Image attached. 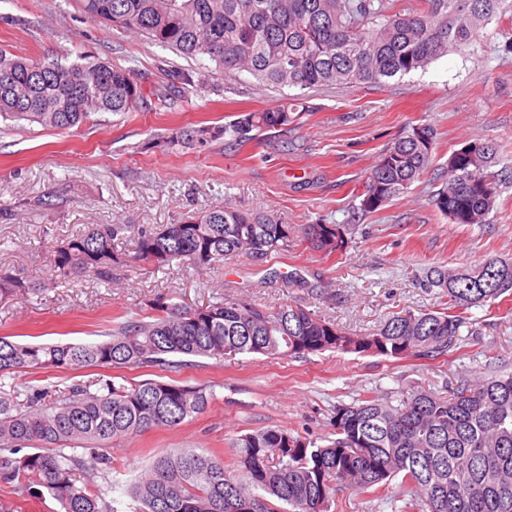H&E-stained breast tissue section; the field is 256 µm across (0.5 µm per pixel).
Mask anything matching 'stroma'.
<instances>
[{
  "label": "stroma",
  "mask_w": 512,
  "mask_h": 512,
  "mask_svg": "<svg viewBox=\"0 0 512 512\" xmlns=\"http://www.w3.org/2000/svg\"><path fill=\"white\" fill-rule=\"evenodd\" d=\"M512 24L491 23L481 39L401 79L347 88L274 91L247 73L213 78L174 106L127 114L101 112L90 122L46 130L0 123V274L39 285L0 303V336L39 343H92L112 328L152 313L151 305H202L216 297L277 307L299 304L345 331L370 334L392 314L436 309L422 288L436 264L470 267L512 259ZM0 46L69 64L90 54L130 68L144 88L165 86L187 61L144 36L88 17L79 0H0ZM287 106L299 121L239 146L217 140L166 150L161 138L197 122L220 126L230 115ZM409 124L437 131L435 170L381 213L358 206L372 167ZM498 150L497 210L487 224H453L434 206L436 169L462 142ZM232 206L273 214L290 225L345 224L346 253L325 256L299 245L262 259L239 254L214 269L153 272L116 267L104 285L88 277L60 282L50 263L57 244L89 224L152 229L186 214ZM459 345L435 361H389L333 351L304 358L247 354L204 359L170 373L129 367V382L154 378L205 384L206 412L175 428H157L112 444V471L102 484L118 512H132L127 489L156 454L192 448L226 453L232 438L281 425L324 444L331 411L366 391L387 393L413 382L436 390L498 370L512 371V313L476 307ZM88 367L17 373L25 387L64 388L98 379Z\"/></svg>",
  "instance_id": "stroma-1"
}]
</instances>
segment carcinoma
I'll return each mask as SVG.
<instances>
[{"mask_svg":"<svg viewBox=\"0 0 512 512\" xmlns=\"http://www.w3.org/2000/svg\"><path fill=\"white\" fill-rule=\"evenodd\" d=\"M89 17L132 30L186 59L210 65L174 71L169 93L186 99L213 75L248 73L275 88L381 84L423 69L475 42L503 0H81ZM148 107L133 71L85 54L71 64L40 63L0 48V119L70 129L98 112ZM293 121L285 107L239 112L222 126L178 128L161 146L194 149ZM434 131L412 125L374 165L359 209L381 211L431 167ZM494 146L470 140L448 156L437 210L453 224L490 223L498 181L487 172ZM133 238L134 249L114 248ZM327 256L349 247L343 224H280L264 213L225 207L180 218L160 231L96 224L58 245L63 277L112 282V268L191 266L204 271L227 256L262 258L299 244ZM424 286L447 298L438 310L395 313L372 334L349 333L299 306L263 308L221 298L201 306L153 304L156 314L112 329L94 343L35 344L0 336V378L32 370L129 366L174 371L194 358L228 353L267 359L327 350L401 361L437 360L458 345L470 310L512 294V261L473 268L437 264ZM34 291L0 276V300ZM212 399L202 384L113 376L63 390L25 393L0 381V484L10 497L0 512H24L50 495L62 512H114L97 479L112 472V441L153 428H175L204 413ZM333 438L317 446L282 426L239 436L229 461L193 450L158 455L130 488L137 512H236L252 499L256 512H326L337 487L403 502L402 512H512V372L462 381L442 396L409 384L336 405Z\"/></svg>","mask_w":512,"mask_h":512,"instance_id":"obj_1","label":"carcinoma"}]
</instances>
